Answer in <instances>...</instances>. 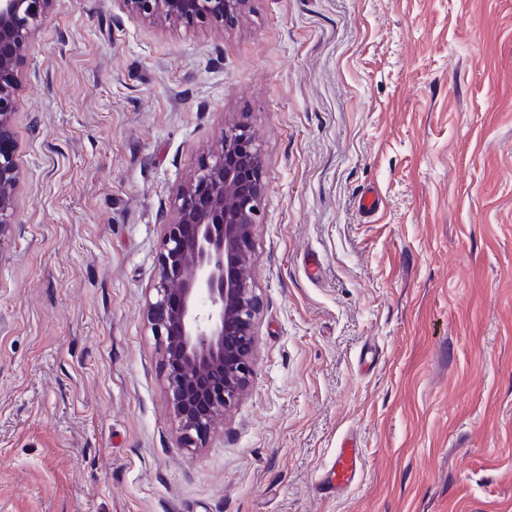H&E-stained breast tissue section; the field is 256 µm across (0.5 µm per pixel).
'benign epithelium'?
<instances>
[{"mask_svg":"<svg viewBox=\"0 0 512 512\" xmlns=\"http://www.w3.org/2000/svg\"><path fill=\"white\" fill-rule=\"evenodd\" d=\"M52 0H0V246L13 231L20 173L12 117L17 68ZM129 13L173 22H232L248 0H117ZM264 159L250 129L224 134L188 181L164 225L148 327L161 358L170 412L188 447L233 408L254 370L260 297L253 229L265 192Z\"/></svg>","mask_w":512,"mask_h":512,"instance_id":"obj_1","label":"benign epithelium"}]
</instances>
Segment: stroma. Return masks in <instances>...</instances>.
Segmentation results:
<instances>
[{"mask_svg": "<svg viewBox=\"0 0 512 512\" xmlns=\"http://www.w3.org/2000/svg\"><path fill=\"white\" fill-rule=\"evenodd\" d=\"M19 95L0 512H512V0H248L222 26L54 0ZM233 124L265 162L254 373L186 448L147 299ZM348 433L359 481L321 497Z\"/></svg>", "mask_w": 512, "mask_h": 512, "instance_id": "35a3bbf8", "label": "stroma"}]
</instances>
